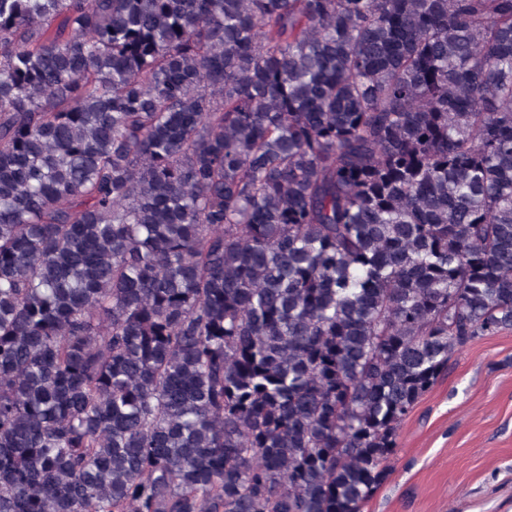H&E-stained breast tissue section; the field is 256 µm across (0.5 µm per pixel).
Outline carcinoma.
<instances>
[{"label": "carcinoma", "instance_id": "cac0c4a2", "mask_svg": "<svg viewBox=\"0 0 512 512\" xmlns=\"http://www.w3.org/2000/svg\"><path fill=\"white\" fill-rule=\"evenodd\" d=\"M512 330V0H0V512H363Z\"/></svg>", "mask_w": 512, "mask_h": 512}]
</instances>
